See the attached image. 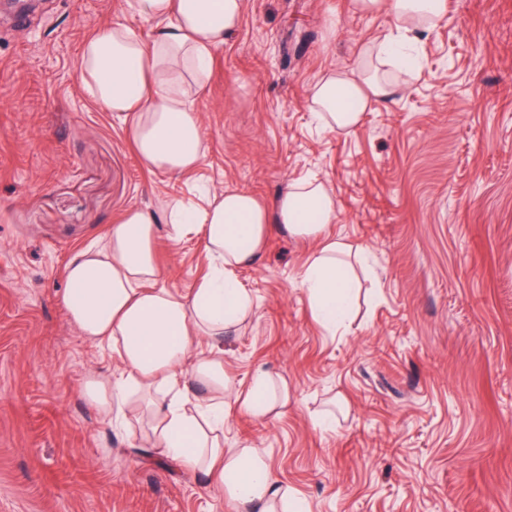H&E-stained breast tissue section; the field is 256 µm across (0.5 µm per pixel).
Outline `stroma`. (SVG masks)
I'll use <instances>...</instances> for the list:
<instances>
[{
	"label": "stroma",
	"mask_w": 512,
	"mask_h": 512,
	"mask_svg": "<svg viewBox=\"0 0 512 512\" xmlns=\"http://www.w3.org/2000/svg\"><path fill=\"white\" fill-rule=\"evenodd\" d=\"M127 0H0V512H234L230 501L103 423L84 378L119 373L60 297L64 268L126 210L203 204L227 188L271 202L305 176L332 190L327 234L363 248L353 323L332 333L299 277L311 245L273 225L240 268L247 328L224 338L246 388L262 367L288 382L283 414L224 418V447L267 449L312 512H512V0H448L417 44L423 66L354 134L317 125L307 93L387 29L351 0H246L194 97L205 156L146 170L88 95L85 40ZM163 286L185 294L212 258L195 233L160 241ZM346 408L336 427L314 420Z\"/></svg>",
	"instance_id": "stroma-1"
}]
</instances>
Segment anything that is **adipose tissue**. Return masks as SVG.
<instances>
[{"label":"adipose tissue","mask_w":512,"mask_h":512,"mask_svg":"<svg viewBox=\"0 0 512 512\" xmlns=\"http://www.w3.org/2000/svg\"><path fill=\"white\" fill-rule=\"evenodd\" d=\"M352 6L359 13L386 12L394 26L352 66L324 70L309 89L308 108L318 122L347 134L401 91L403 70L419 65L407 44L411 34L448 14V0H352ZM131 8L152 23L150 35L120 22L98 29L82 48L86 89L119 120L149 172L193 171L205 147L190 100L204 86L214 52L238 29L245 0H132ZM334 217V195L317 178L293 182L269 205L227 189L202 208L175 204L160 220L147 210H127L103 243L79 251L65 268L61 302L69 318L84 340L108 348L121 363L116 376L85 378L90 404L106 421L113 406L126 408L127 419L147 427L153 448L201 475L236 512H310L281 488L265 450L224 449V397L233 382L221 342L255 309L236 272L259 255L272 225H284L315 244L299 278L314 319L334 332L347 329L354 282L348 244L325 232ZM189 231L201 237L213 264L191 293L180 295L159 287L156 250L160 236L176 244ZM194 382L206 396L193 397ZM287 404L286 379L261 368L235 398L236 408L258 421Z\"/></svg>","instance_id":"obj_1"}]
</instances>
